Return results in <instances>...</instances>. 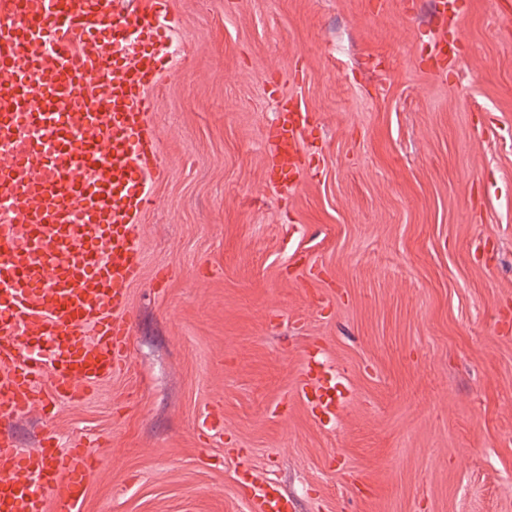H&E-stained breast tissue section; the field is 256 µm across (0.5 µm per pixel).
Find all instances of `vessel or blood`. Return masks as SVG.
Here are the masks:
<instances>
[{"label":"vessel or blood","mask_w":512,"mask_h":512,"mask_svg":"<svg viewBox=\"0 0 512 512\" xmlns=\"http://www.w3.org/2000/svg\"><path fill=\"white\" fill-rule=\"evenodd\" d=\"M168 31L167 0H0V422L49 391L80 399L126 359L139 219L164 174L151 117ZM305 136L280 134L284 161ZM89 471L82 448L0 431V512H76ZM252 502L288 509L267 486Z\"/></svg>","instance_id":"obj_1"}]
</instances>
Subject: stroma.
<instances>
[{
  "mask_svg": "<svg viewBox=\"0 0 512 512\" xmlns=\"http://www.w3.org/2000/svg\"><path fill=\"white\" fill-rule=\"evenodd\" d=\"M459 2L168 0L125 363L6 425L83 445L79 512H512V0ZM290 124L288 135L286 133L280 134L277 141V150L286 162H290L295 154L299 152V143L306 136L305 129L301 126V123L297 124L291 121ZM254 512H286L288 506L269 486H258L252 493Z\"/></svg>",
  "mask_w": 512,
  "mask_h": 512,
  "instance_id": "stroma-1",
  "label": "stroma"
}]
</instances>
